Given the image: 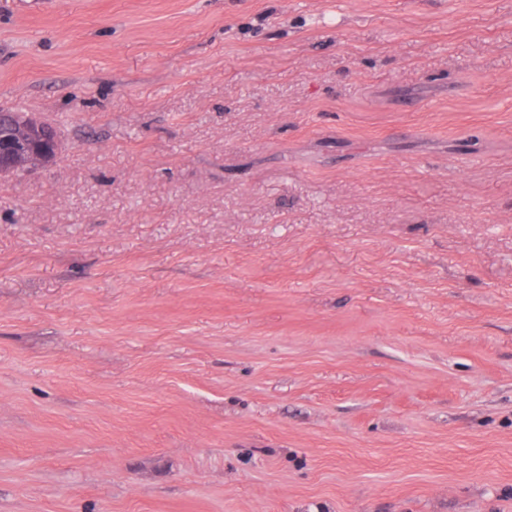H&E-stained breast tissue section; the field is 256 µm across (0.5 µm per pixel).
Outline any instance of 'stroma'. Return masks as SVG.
I'll return each instance as SVG.
<instances>
[{"label": "stroma", "mask_w": 512, "mask_h": 512, "mask_svg": "<svg viewBox=\"0 0 512 512\" xmlns=\"http://www.w3.org/2000/svg\"><path fill=\"white\" fill-rule=\"evenodd\" d=\"M0 512H512V0H0ZM61 142L57 131L31 113L14 117L9 130L0 133V176L23 174L16 171L17 159L24 157L26 171L44 168L57 158Z\"/></svg>", "instance_id": "stroma-1"}]
</instances>
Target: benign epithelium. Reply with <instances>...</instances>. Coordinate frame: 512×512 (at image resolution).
Here are the masks:
<instances>
[{
  "label": "benign epithelium",
  "instance_id": "7a95c632",
  "mask_svg": "<svg viewBox=\"0 0 512 512\" xmlns=\"http://www.w3.org/2000/svg\"><path fill=\"white\" fill-rule=\"evenodd\" d=\"M61 142L57 131L31 113L14 117L9 130L0 133V176L11 175L24 166L31 172L57 158ZM25 158L21 165L17 159Z\"/></svg>",
  "mask_w": 512,
  "mask_h": 512
}]
</instances>
